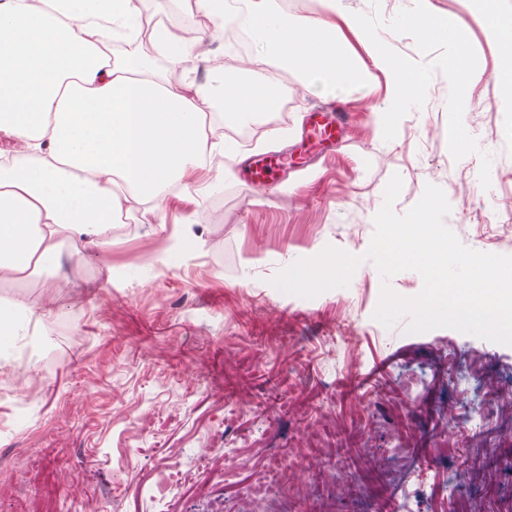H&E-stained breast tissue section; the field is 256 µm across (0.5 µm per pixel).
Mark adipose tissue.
Listing matches in <instances>:
<instances>
[{
  "label": "adipose tissue",
  "instance_id": "adipose-tissue-1",
  "mask_svg": "<svg viewBox=\"0 0 512 512\" xmlns=\"http://www.w3.org/2000/svg\"><path fill=\"white\" fill-rule=\"evenodd\" d=\"M236 19L255 64L292 71L325 98L367 74L341 59L330 22L278 0H238ZM145 0H0V135L19 151L0 161V277L51 266L63 244L108 259L126 203L157 213L184 174L213 151L206 86L171 90L136 42L116 58V31ZM225 111L272 109V93L222 85Z\"/></svg>",
  "mask_w": 512,
  "mask_h": 512
}]
</instances>
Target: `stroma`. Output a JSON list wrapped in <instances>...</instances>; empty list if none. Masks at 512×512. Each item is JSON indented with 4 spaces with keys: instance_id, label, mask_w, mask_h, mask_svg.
Listing matches in <instances>:
<instances>
[{
    "instance_id": "1",
    "label": "stroma",
    "mask_w": 512,
    "mask_h": 512,
    "mask_svg": "<svg viewBox=\"0 0 512 512\" xmlns=\"http://www.w3.org/2000/svg\"><path fill=\"white\" fill-rule=\"evenodd\" d=\"M464 21L458 43L427 41L413 13ZM512 0H288L287 11L336 27L366 70L335 150L302 138L322 98L292 71L227 72L226 28L182 80L245 81L287 99L256 139L210 106L219 148L187 171L159 218L132 208L112 236L110 268L63 252L0 301L37 309L0 351V512H512V347L450 328L406 333L373 318L382 278L364 257L392 174L404 214L426 184L451 205L446 225L475 250L512 255V64L489 41L485 10ZM369 20L368 34L344 22ZM426 71L422 94L391 113V76L371 53ZM470 61L456 93L473 148L448 108L454 53ZM273 159L265 186L244 162ZM334 246L362 257L347 287L313 299L271 284L283 268ZM210 463L153 501L163 465ZM275 470L272 489L244 486Z\"/></svg>"
}]
</instances>
